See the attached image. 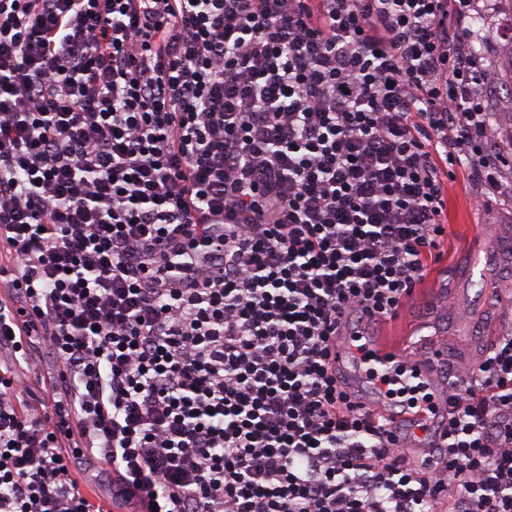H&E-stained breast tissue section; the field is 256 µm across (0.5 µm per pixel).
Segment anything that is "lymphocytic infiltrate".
<instances>
[{"label":"lymphocytic infiltrate","instance_id":"lymphocytic-infiltrate-1","mask_svg":"<svg viewBox=\"0 0 512 512\" xmlns=\"http://www.w3.org/2000/svg\"><path fill=\"white\" fill-rule=\"evenodd\" d=\"M475 0H0V347L45 337L81 447L155 512H512V332L365 411L337 337L395 317L447 185L488 206ZM27 316L17 325V316ZM0 368V512H101ZM433 414L438 460L393 435ZM13 254H10L6 245L2 243L0 244V302L11 303V300L14 296V292L11 291V288H8V281L10 280V271L13 268ZM5 270L7 273H2ZM2 275V277H1ZM409 367L414 369V372L418 376L419 379L426 382L429 385L435 395L437 400H439V406L442 407L443 395L446 390V383L438 380L433 373V365L429 361H421L419 363H411L408 364Z\"/></svg>","mask_w":512,"mask_h":512}]
</instances>
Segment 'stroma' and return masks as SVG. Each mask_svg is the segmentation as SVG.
Wrapping results in <instances>:
<instances>
[{
	"mask_svg": "<svg viewBox=\"0 0 512 512\" xmlns=\"http://www.w3.org/2000/svg\"><path fill=\"white\" fill-rule=\"evenodd\" d=\"M482 16L492 32L482 47L493 66L507 67L512 62V43L500 31L512 19V0H497ZM478 191L466 178L448 185V236L442 255L432 263L425 280L405 300L395 319L364 325V335L391 336L412 346L413 353L426 354L420 341L438 331L444 333L447 351L444 372L462 374L476 363L481 348L512 329V263L501 261L496 278L488 279L474 267V227L486 222L512 225V196L493 199L491 209L478 207ZM0 364L13 368L20 377V391L32 392L41 402L40 411L53 415L54 403L45 389L59 364L47 342L30 347L25 362L14 359L11 350L0 349Z\"/></svg>",
	"mask_w": 512,
	"mask_h": 512,
	"instance_id": "1",
	"label": "stroma"
}]
</instances>
